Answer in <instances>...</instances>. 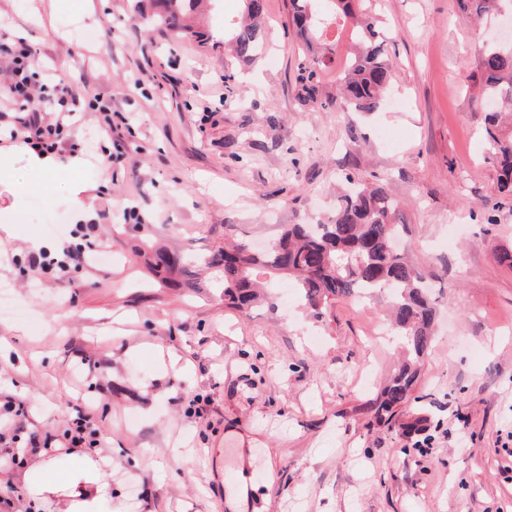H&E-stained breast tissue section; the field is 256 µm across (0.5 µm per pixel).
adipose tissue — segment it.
I'll use <instances>...</instances> for the list:
<instances>
[{
    "label": "adipose tissue",
    "mask_w": 512,
    "mask_h": 512,
    "mask_svg": "<svg viewBox=\"0 0 512 512\" xmlns=\"http://www.w3.org/2000/svg\"><path fill=\"white\" fill-rule=\"evenodd\" d=\"M38 460L23 475L36 494L65 490L66 512H112V461L100 457L74 466L38 451Z\"/></svg>",
    "instance_id": "obj_1"
}]
</instances>
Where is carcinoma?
Segmentation results:
<instances>
[{
  "mask_svg": "<svg viewBox=\"0 0 512 512\" xmlns=\"http://www.w3.org/2000/svg\"><path fill=\"white\" fill-rule=\"evenodd\" d=\"M246 19L224 32V43L233 58L253 61L265 49L266 0H242ZM366 0H288V18L304 42V58L297 82L304 103H317L332 112L348 107L355 112L376 111L394 80L388 57L391 37L376 28L372 15L364 14L354 27L356 51L338 74L336 95L321 92L320 72L335 62L338 38H330L335 16L351 18L354 6ZM505 0H457L465 12L491 14ZM195 0H167V13L158 22L178 36L189 34L179 24V15ZM469 79L480 85L482 102L512 106V42L484 41L478 51L476 71ZM486 140L499 167V190L512 197V133L499 129L496 113L489 114ZM406 219L398 201L382 184L374 188L356 186L341 195L330 215L318 224H285L279 238L267 249L256 251L247 240H237L215 252L210 265L223 274L224 304L245 311L261 300V282L278 274L296 281L301 300L314 316L338 300L354 301L375 292L389 298L392 327L405 358L391 376L379 398L366 404L379 422L411 405L420 376L421 362L431 347L434 306L430 289L408 260V250L395 249L393 242L405 240ZM157 274L180 277L184 288H197L176 253L157 252L151 262Z\"/></svg>",
  "mask_w": 512,
  "mask_h": 512,
  "instance_id": "cac0c4a2",
  "label": "carcinoma"
}]
</instances>
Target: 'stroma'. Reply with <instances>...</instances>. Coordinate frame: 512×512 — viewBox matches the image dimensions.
Instances as JSON below:
<instances>
[{
	"instance_id": "1",
	"label": "stroma",
	"mask_w": 512,
	"mask_h": 512,
	"mask_svg": "<svg viewBox=\"0 0 512 512\" xmlns=\"http://www.w3.org/2000/svg\"><path fill=\"white\" fill-rule=\"evenodd\" d=\"M0 0V92L19 44L41 69L112 100V136L85 110L67 131L85 165L51 181L15 163L17 223L0 228V406L26 403L22 439L63 445L78 411L104 433L114 512H512V200L484 137L479 88L467 83L485 27L456 0H378L395 39L389 103L375 112L302 104L303 56L288 0H267L261 58L225 86L224 22L241 0H201L180 40L151 28L164 0ZM112 174L102 177L104 149ZM383 183L405 212L410 258L432 289L434 337L415 391L429 418L408 436L363 406L397 364L377 326L383 297L339 301L314 318L295 282L274 305L225 307L204 262L225 236L276 240L334 208L346 177ZM88 187L91 238L103 252L63 277L44 273L31 238L72 243L67 182ZM137 205L144 223L126 220ZM203 271L202 288H169L155 250ZM250 457L247 486L225 483ZM0 512H62L21 480L32 451L0 447Z\"/></svg>"
}]
</instances>
